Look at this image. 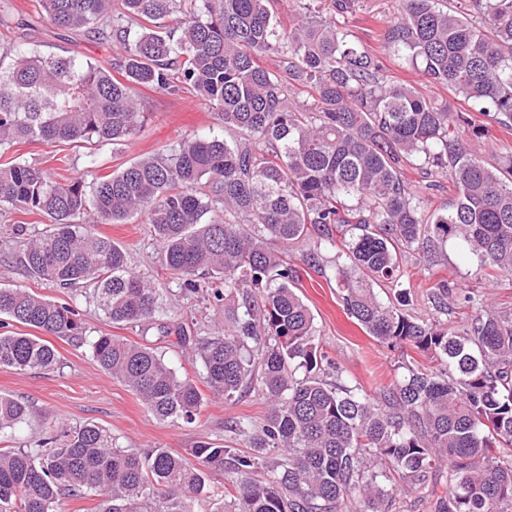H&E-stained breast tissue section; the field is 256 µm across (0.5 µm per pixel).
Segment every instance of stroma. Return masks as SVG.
<instances>
[{
	"mask_svg": "<svg viewBox=\"0 0 512 512\" xmlns=\"http://www.w3.org/2000/svg\"><path fill=\"white\" fill-rule=\"evenodd\" d=\"M8 21L19 41L42 54L77 55L90 59L104 69H111L118 54L116 44L98 43L84 36L58 35L48 19L38 17L32 0H7ZM399 0H359L347 25L364 47L371 50L391 79L420 82V75L406 62L385 50L381 33L384 24L397 16ZM138 95L147 113L141 131L133 138L115 145L97 144L94 160H87L85 149L65 143L29 142L10 148L6 156L17 161H36L53 168L65 178L92 181L96 177L120 170L157 148L172 145L182 138L223 136L224 126L214 110L202 99L182 92L176 95L139 88ZM463 141L468 149L485 159L512 154V130L491 124L488 117L476 112L462 115ZM488 127L486 137L472 136L473 127ZM67 157L68 165L54 162V155ZM27 230L42 228L39 215L15 212L0 214V285L25 288L44 298L64 303L75 301L83 313L85 342L51 337L58 353V364L45 371H19L0 367V394L29 403L34 411L28 425L17 432L16 445H26L38 435L42 421L52 422L56 432L74 430L87 423L107 429L123 448H169L177 452L202 443L217 445L231 442L246 448L242 437H229L224 430L228 421L241 416L262 420L267 412L261 397L247 393L233 401L205 397L194 424L181 426L157 419L121 381L113 378L92 359L86 343L102 334H112L154 348L180 371L195 381H202L201 361L192 360L165 335L164 327L190 326L196 342L214 337L224 327L223 307L210 304L198 295L185 293L181 279L162 268L159 247L144 224H98L97 233L112 238L129 254L131 268L150 278L162 290L163 310L152 326L115 324L95 304L94 287L79 285L64 290L46 281L30 277L19 262L23 236L16 225ZM319 254L317 267L303 264L302 256L310 250ZM345 250L342 238L318 242L316 236L291 245L289 260L298 275L297 292L315 318L320 346L332 363L329 379L348 390L378 394L380 388L402 378L410 366L429 370L437 363L430 356L411 347L388 348L363 332L344 312L336 288L335 268ZM401 262L406 271V287L414 300L409 311L421 319L441 324L449 333L460 334L469 328L481 304L512 313V276L495 280L479 278L477 259L461 244L451 241L433 245L428 253L407 252ZM445 281L460 286L474 301L463 306L449 299L447 312H440L428 294L435 284Z\"/></svg>",
	"mask_w": 512,
	"mask_h": 512,
	"instance_id": "1",
	"label": "stroma"
}]
</instances>
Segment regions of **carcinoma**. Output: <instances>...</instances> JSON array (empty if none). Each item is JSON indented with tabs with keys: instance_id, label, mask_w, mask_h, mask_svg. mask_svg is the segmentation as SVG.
<instances>
[{
	"instance_id": "carcinoma-1",
	"label": "carcinoma",
	"mask_w": 512,
	"mask_h": 512,
	"mask_svg": "<svg viewBox=\"0 0 512 512\" xmlns=\"http://www.w3.org/2000/svg\"><path fill=\"white\" fill-rule=\"evenodd\" d=\"M280 0H34L38 17L100 43L117 39V79L75 56L44 57L0 33V150L22 142L90 148L135 136L139 87L188 88L230 135L190 136L87 184L36 163H0V205L49 219L20 263L60 288L95 284L114 323L141 325L160 291L129 270L124 250L84 222L152 228L159 262L186 290L228 301L224 335L194 348L210 395L256 392L265 418L232 422L249 452L202 444L121 448L87 423L2 448L31 417L0 395V512H60L67 497L99 498L95 512H389L397 495L426 490L438 512H512V315L484 304L471 336L404 311L398 255L459 241L481 275L512 274V155L490 162L464 146L458 101L512 125V0H472L476 17L439 0H400L382 37L394 55L448 89L397 82L352 39L356 0H300L297 23L277 24ZM276 55L280 71L258 59ZM453 183L443 206L404 172ZM344 238L336 287L346 313L389 347L440 362L418 367L380 396L320 377L331 366L314 317L296 293L288 247L311 234ZM385 283L393 299L372 287ZM60 338L83 335L79 309L0 287V317ZM92 358L157 418L194 423L195 381L155 349L114 336ZM55 348L32 333H0V366L46 370ZM215 473L229 476L220 491Z\"/></svg>"
}]
</instances>
